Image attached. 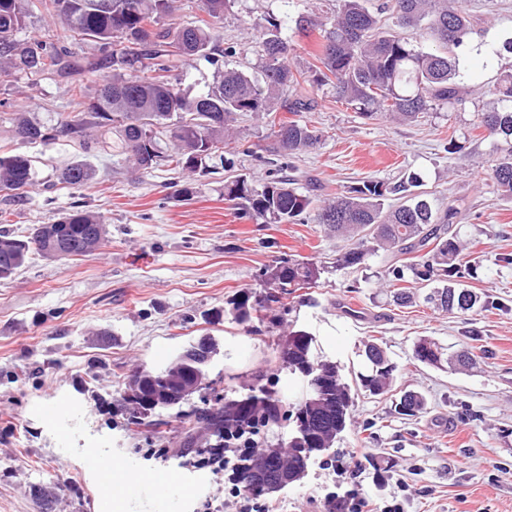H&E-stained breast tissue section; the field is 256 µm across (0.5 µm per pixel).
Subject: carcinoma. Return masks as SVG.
<instances>
[{
	"instance_id": "cac0c4a2",
	"label": "carcinoma",
	"mask_w": 512,
	"mask_h": 512,
	"mask_svg": "<svg viewBox=\"0 0 512 512\" xmlns=\"http://www.w3.org/2000/svg\"><path fill=\"white\" fill-rule=\"evenodd\" d=\"M50 13L65 26L69 45L38 38L21 39L31 8L28 0H0V79L18 74L27 77L58 76L71 82L81 98V110L53 124L34 121L27 112H13L11 132L24 141L45 145L67 138L85 156L116 147L128 155L136 168L149 173L160 166L187 172L204 171L208 162L224 159L232 144L230 123L238 114L271 119L269 151L290 157L316 146L322 132L304 120H284L280 112L297 114L313 109L307 97L288 95L303 83L332 86L336 101L350 105L366 118L390 117L412 122L434 105L452 109L465 101L456 49L473 33L470 16L448 6V0H386L380 12L366 0H338L329 26L320 29L317 64L310 71L295 70L288 62L291 50L275 22L254 24L256 52L262 61V82L242 71L218 65L208 89L192 95L176 78L185 63L211 59L220 40L216 24L230 0H203L209 20L187 26L173 21L175 0H111L104 10L101 0H49ZM390 12L393 25L381 23L379 13ZM404 28H422L435 48L425 51L412 45L401 33ZM91 44L96 54H80ZM102 70L112 77L99 81L91 95L84 91L83 76ZM493 94L498 106L480 113L474 128L505 142L508 148L491 166V176L504 196L512 197V69L496 78ZM94 176L86 161L59 173L69 185H85ZM35 182L31 157L0 154V192L21 200ZM421 186L410 174L389 185L368 180L336 199L316 206L311 197L295 187L294 179L274 174L257 188L244 178L224 184V198L236 202L241 217L257 224H288L310 218L338 236L357 238L355 246L340 258L341 266L363 263L383 250L412 255V260L392 269L396 281L405 274L421 282L438 283L427 300L452 312H467L478 296L461 287L460 280L477 276L479 262L465 259L467 243L452 231L456 208L440 212L425 199L384 206L390 194H404ZM106 244L105 227L97 216L75 205L54 224H40L25 240L0 230V280L20 270L37 254L47 260L86 256ZM321 268L308 260L288 259L272 268L268 279L291 295L317 284ZM244 295L232 302L236 319L246 322L260 312L262 303H249ZM313 338L304 331L285 337L280 358L288 371L305 387V395L288 415L294 424L288 442L291 452L283 460L287 480L301 478L313 453L329 451L344 430L353 404L352 390L339 366L312 350ZM364 363L355 375L358 389L381 395L390 386L396 365L376 342L367 341ZM413 358L440 368L448 362L447 348L431 338L419 339ZM199 369L195 347L186 349L159 371L145 370L135 377L136 388L124 393L123 403L138 406L163 394L172 397L191 382ZM175 433L183 435L186 447L198 444L197 425L206 431L205 448L213 454L224 447V437L280 424L279 400L263 391L241 399L216 401L183 414H176Z\"/></svg>"
}]
</instances>
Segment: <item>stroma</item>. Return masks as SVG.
<instances>
[{"label": "stroma", "mask_w": 512, "mask_h": 512, "mask_svg": "<svg viewBox=\"0 0 512 512\" xmlns=\"http://www.w3.org/2000/svg\"><path fill=\"white\" fill-rule=\"evenodd\" d=\"M477 24V41L512 38V0H458ZM336 0H232L217 27L222 46H234L226 65L249 76L260 72L254 23L281 24L290 65L309 70L318 35L295 30L305 16L323 20ZM512 54L494 59L460 56L459 79L470 88L455 109L433 107L415 123L362 118L338 103L331 86L302 85L314 102L301 113L323 132L315 149L290 159L288 173L315 203L373 179L387 183L418 174L434 208L456 207L454 227L480 262L465 286L479 307L446 312L424 301L414 279L404 287L413 305L393 303L394 258L370 256L343 268L348 248L319 224H255L240 219L224 198L226 182L243 177L262 186L279 165L268 152L265 118L237 115L232 127L250 154L231 155L216 172H178L162 166L137 171L112 150L90 157L93 179L68 186L59 169L73 163L71 143L48 146L14 138L7 112L54 121L77 111L69 81L42 76L0 83V152L35 158L36 185L14 201L0 195V216L18 238L49 224L71 205L100 216L107 243L91 255L47 260L32 256L11 278L0 280V512H103L104 492L85 460L89 443L110 449L142 473L172 470L194 495L174 512H238L223 472L198 463L195 451L164 445L131 424L117 401L131 375L160 370L199 339L215 352L201 398L237 399L266 387L285 406L304 395L297 377L279 360L290 332L314 338L313 349L335 361L346 378L361 367L366 341L380 344L398 369L388 394L358 393L336 452L366 449L371 465L357 477L360 492L379 489L376 470L405 481V512H512V198L502 196L489 170L496 154L486 133L472 134L478 113L494 101L499 69ZM459 147L449 150V137ZM322 266L315 287L281 294L267 270L283 259ZM265 300L260 317L237 322L231 302L240 295ZM429 336L450 350H467L476 363L466 371L414 361L417 339ZM424 399L416 416L400 415L404 393ZM67 400L78 416L67 431L46 422L43 408ZM327 455L311 457L302 478L273 496L281 512H331L327 495L336 475Z\"/></svg>", "instance_id": "35a3bbf8"}]
</instances>
